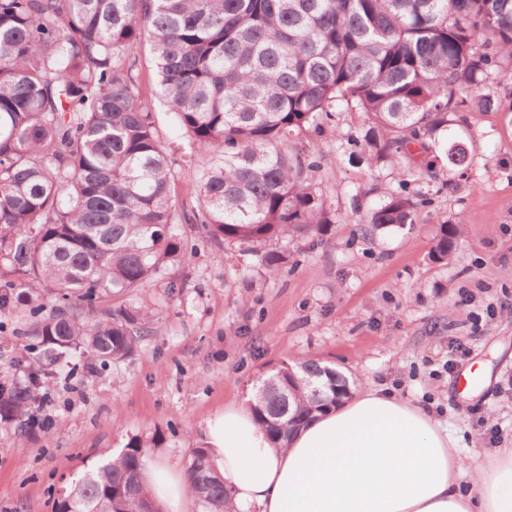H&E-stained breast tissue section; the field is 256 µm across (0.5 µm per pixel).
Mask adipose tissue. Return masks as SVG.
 I'll use <instances>...</instances> for the list:
<instances>
[{"instance_id": "adipose-tissue-1", "label": "adipose tissue", "mask_w": 512, "mask_h": 512, "mask_svg": "<svg viewBox=\"0 0 512 512\" xmlns=\"http://www.w3.org/2000/svg\"><path fill=\"white\" fill-rule=\"evenodd\" d=\"M201 441L235 512H512V449L465 466L458 440L427 407L363 390L272 447L250 401L205 422ZM160 512H191L185 476L156 460Z\"/></svg>"}]
</instances>
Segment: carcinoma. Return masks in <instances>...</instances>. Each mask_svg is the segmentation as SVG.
I'll use <instances>...</instances> for the list:
<instances>
[{"instance_id": "cac0c4a2", "label": "carcinoma", "mask_w": 512, "mask_h": 512, "mask_svg": "<svg viewBox=\"0 0 512 512\" xmlns=\"http://www.w3.org/2000/svg\"><path fill=\"white\" fill-rule=\"evenodd\" d=\"M151 42L161 95L193 144L211 148L182 174L199 204L177 208L173 161L139 84ZM512 0H0V310L41 305L32 322L50 359L84 349L101 365L131 357L160 317L120 298L187 257L178 224L237 244L277 275L290 243L327 241L336 213L306 172L320 166L300 139L363 115L348 161L370 169H448L470 160L460 134H439L469 105L498 112L512 95ZM425 193L391 191L369 212L375 235L416 223ZM462 235L442 224L429 258L444 263ZM268 377L253 412L277 447L336 406L349 380L309 361ZM29 363L25 384L0 383V426L24 425L47 388ZM152 443L130 441L86 471L55 512H141ZM196 512H231L229 489L203 448L186 470Z\"/></svg>"}]
</instances>
